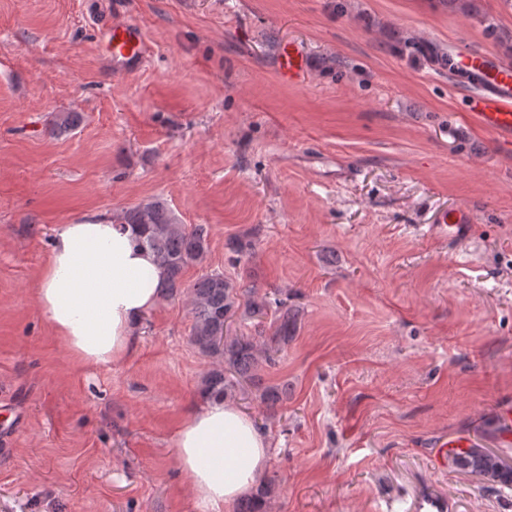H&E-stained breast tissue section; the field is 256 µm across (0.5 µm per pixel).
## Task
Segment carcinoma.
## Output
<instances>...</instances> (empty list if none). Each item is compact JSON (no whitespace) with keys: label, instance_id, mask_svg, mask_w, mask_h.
<instances>
[{"label":"carcinoma","instance_id":"1","mask_svg":"<svg viewBox=\"0 0 512 512\" xmlns=\"http://www.w3.org/2000/svg\"><path fill=\"white\" fill-rule=\"evenodd\" d=\"M75 112L59 113L51 120V130L65 133L78 126ZM140 229V243L149 249L158 266L164 270L160 285L162 296L170 297L182 288L185 269L203 265L208 250L209 229L204 224L190 228L177 223L161 200L140 203L127 209L121 219ZM192 328L190 343L212 367L201 380V394L206 399H227L243 385L259 391L269 417L278 413L288 399L287 385H262L263 366L276 361L275 354L294 337L298 313L284 303L273 305L271 299L260 296L255 289L243 292L221 272L201 274L189 288ZM275 310L273 334L244 336L231 333V320H258ZM448 463L456 470L478 478L483 487L497 493L512 489V466L488 448H452ZM276 481L271 477L259 480L251 494L242 499L236 512H268Z\"/></svg>","mask_w":512,"mask_h":512}]
</instances>
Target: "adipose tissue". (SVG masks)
I'll list each match as a JSON object with an SVG mask.
<instances>
[{
	"label": "adipose tissue",
	"instance_id": "ef3b65f1",
	"mask_svg": "<svg viewBox=\"0 0 512 512\" xmlns=\"http://www.w3.org/2000/svg\"><path fill=\"white\" fill-rule=\"evenodd\" d=\"M163 277L130 225L92 218L60 225L35 296L71 360L109 365L131 353ZM174 444L196 512H220L244 496L269 452L252 419L222 400L193 409L176 429Z\"/></svg>",
	"mask_w": 512,
	"mask_h": 512
}]
</instances>
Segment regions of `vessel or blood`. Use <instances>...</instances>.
I'll return each instance as SVG.
<instances>
[{
	"instance_id": "1",
	"label": "vessel or blood",
	"mask_w": 512,
	"mask_h": 512,
	"mask_svg": "<svg viewBox=\"0 0 512 512\" xmlns=\"http://www.w3.org/2000/svg\"><path fill=\"white\" fill-rule=\"evenodd\" d=\"M107 44L106 63L113 73L135 72L150 56V48L141 28L132 22L107 21L103 24ZM455 70L473 78L477 94L468 110L478 123L503 141L512 142V61L494 56L460 52L452 59ZM473 221L464 206L442 215L438 228L452 238L465 234Z\"/></svg>"
}]
</instances>
